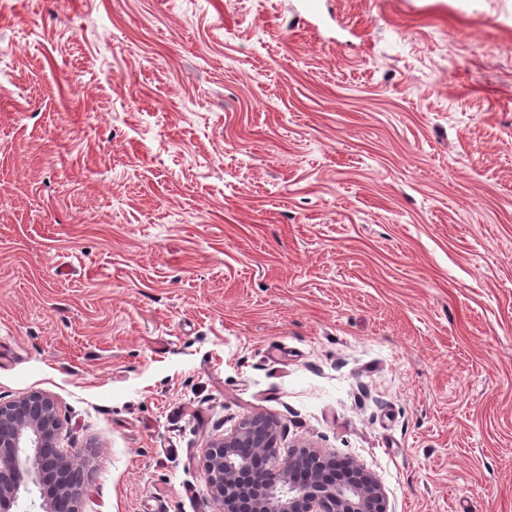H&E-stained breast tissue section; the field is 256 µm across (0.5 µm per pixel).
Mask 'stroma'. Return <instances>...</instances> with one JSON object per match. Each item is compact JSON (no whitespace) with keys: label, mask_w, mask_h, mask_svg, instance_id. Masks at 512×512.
<instances>
[{"label":"stroma","mask_w":512,"mask_h":512,"mask_svg":"<svg viewBox=\"0 0 512 512\" xmlns=\"http://www.w3.org/2000/svg\"><path fill=\"white\" fill-rule=\"evenodd\" d=\"M0 338L82 512L259 414L512 512V0H0Z\"/></svg>","instance_id":"stroma-1"}]
</instances>
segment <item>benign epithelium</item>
<instances>
[{"label":"benign epithelium","mask_w":512,"mask_h":512,"mask_svg":"<svg viewBox=\"0 0 512 512\" xmlns=\"http://www.w3.org/2000/svg\"><path fill=\"white\" fill-rule=\"evenodd\" d=\"M60 426L46 393L0 404V512H15L23 484L40 490L39 512H80L86 465L57 448ZM277 442L262 416L212 442L205 471L223 512H387L379 480L353 462L302 448L267 466Z\"/></svg>","instance_id":"benign-epithelium-1"}]
</instances>
